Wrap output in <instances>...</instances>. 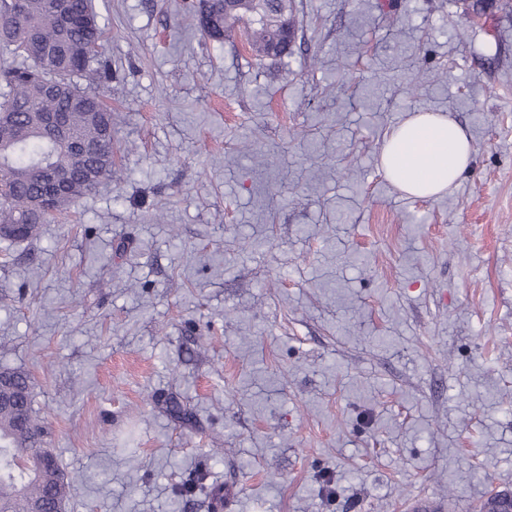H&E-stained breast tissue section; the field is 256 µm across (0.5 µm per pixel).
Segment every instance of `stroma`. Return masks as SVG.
<instances>
[{
    "label": "stroma",
    "instance_id": "stroma-1",
    "mask_svg": "<svg viewBox=\"0 0 512 512\" xmlns=\"http://www.w3.org/2000/svg\"><path fill=\"white\" fill-rule=\"evenodd\" d=\"M188 0H92L104 183L0 243L66 512H479L512 493V0H293L272 60ZM414 112L473 165L430 199L379 165Z\"/></svg>",
    "mask_w": 512,
    "mask_h": 512
}]
</instances>
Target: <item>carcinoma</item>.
<instances>
[{
    "label": "carcinoma",
    "mask_w": 512,
    "mask_h": 512,
    "mask_svg": "<svg viewBox=\"0 0 512 512\" xmlns=\"http://www.w3.org/2000/svg\"><path fill=\"white\" fill-rule=\"evenodd\" d=\"M69 22L49 0H0V227L20 226L19 241L38 237L54 212L37 206L42 191L39 165L49 160L70 175L66 206L94 192L93 182L116 177L112 164V107L104 84L112 79L103 59L104 28L92 0H66ZM200 31L219 43L235 24L249 27L254 55L272 58L279 35L277 16L291 13V0H247L224 22V0H198ZM47 112L66 115L69 140L50 142L40 133ZM0 509L46 512L49 502L63 504L70 483L44 465V447L33 408L30 378L0 367Z\"/></svg>",
    "instance_id": "cac0c4a2"
}]
</instances>
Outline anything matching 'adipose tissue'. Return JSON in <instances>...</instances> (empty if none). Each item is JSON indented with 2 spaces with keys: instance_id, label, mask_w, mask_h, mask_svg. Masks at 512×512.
I'll use <instances>...</instances> for the list:
<instances>
[{
  "instance_id": "ef3b65f1",
  "label": "adipose tissue",
  "mask_w": 512,
  "mask_h": 512,
  "mask_svg": "<svg viewBox=\"0 0 512 512\" xmlns=\"http://www.w3.org/2000/svg\"><path fill=\"white\" fill-rule=\"evenodd\" d=\"M472 162L470 137L449 116L417 112L385 139L380 166L403 193L429 199L444 193Z\"/></svg>"
}]
</instances>
